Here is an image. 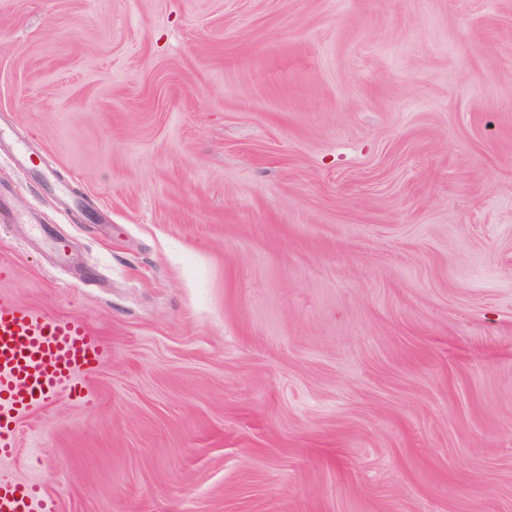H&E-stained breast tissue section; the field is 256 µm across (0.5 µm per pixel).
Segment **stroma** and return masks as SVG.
Returning a JSON list of instances; mask_svg holds the SVG:
<instances>
[{
    "mask_svg": "<svg viewBox=\"0 0 512 512\" xmlns=\"http://www.w3.org/2000/svg\"><path fill=\"white\" fill-rule=\"evenodd\" d=\"M0 139L56 512H512V0H0ZM110 356L85 321L0 294V460L17 448L18 424L64 395L91 406L90 380Z\"/></svg>",
    "mask_w": 512,
    "mask_h": 512,
    "instance_id": "obj_1",
    "label": "stroma"
}]
</instances>
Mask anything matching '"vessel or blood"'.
Segmentation results:
<instances>
[{"mask_svg":"<svg viewBox=\"0 0 512 512\" xmlns=\"http://www.w3.org/2000/svg\"><path fill=\"white\" fill-rule=\"evenodd\" d=\"M110 352L73 316L27 306L0 294V460L12 457L22 419L59 396L88 407L90 380ZM0 512H53L38 486L18 489L0 478Z\"/></svg>","mask_w":512,"mask_h":512,"instance_id":"b4317fda","label":"vessel or blood"}]
</instances>
